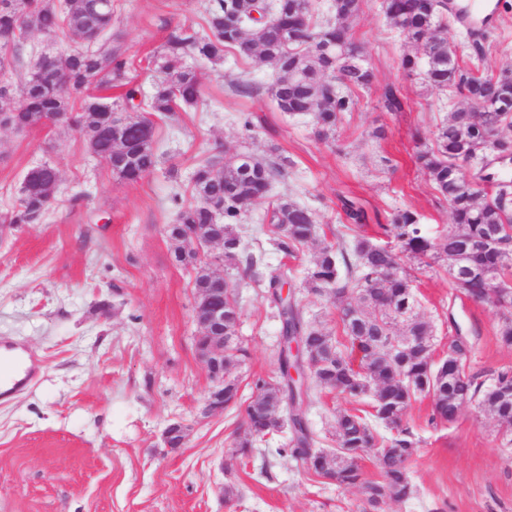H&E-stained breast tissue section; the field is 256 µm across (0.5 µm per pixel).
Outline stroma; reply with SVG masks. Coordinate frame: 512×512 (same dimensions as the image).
<instances>
[{
	"label": "stroma",
	"instance_id": "1",
	"mask_svg": "<svg viewBox=\"0 0 512 512\" xmlns=\"http://www.w3.org/2000/svg\"><path fill=\"white\" fill-rule=\"evenodd\" d=\"M480 44L450 25L447 38L464 46L463 60L486 71L512 61V0ZM382 0H364L352 27L366 46L375 74L345 115L335 143L319 140L308 118L280 111L267 87L271 65L225 53L205 74L204 103L156 119L157 169L129 184L88 152L80 134L63 125L18 132L0 128V213L16 202L27 170L54 162L61 193L47 218L0 230V341L33 352L42 363L35 382L17 397L0 401V512H360L358 488L306 474L285 453L287 433L269 437L231 471L222 461L242 433L234 413L204 415L208 374L196 357L198 328L192 267L175 263L165 235L176 211L173 194L191 197L197 165L217 153L246 152L282 157L286 174L266 199L251 205L236 229L263 271L292 270L289 288L310 323L342 336L333 299L308 292L303 281L311 249L296 256L278 251L263 218L270 199L292 197L312 210L322 234L347 221L344 204L363 207L369 221L361 233L387 244L382 230L398 209L418 214L438 236L452 224L416 163L413 133L431 141L451 108L447 93L407 77V48L392 31ZM211 0H112V29L132 61L130 75L149 93V54L161 51L178 26L200 28ZM246 81L256 91L244 97L234 87ZM396 88L404 102L386 111L382 94ZM248 113L244 129L238 116ZM384 138H374L375 130ZM206 250L214 269L236 285L241 310L240 341L247 350L238 367L240 393L252 395L262 377L277 380L275 353L280 322L267 286ZM419 313L433 328L435 358L448 354L455 334L469 336V373L490 378L512 366V347L497 335L498 319L467 298L440 266L409 260ZM347 400L311 391L305 415L317 447L334 448L337 410ZM431 401L418 397L405 423L417 443L407 468L412 498L389 503L386 512H512V443L496 421L474 406L457 419L433 425ZM186 437L172 450L163 442L171 423ZM237 493L225 500V486Z\"/></svg>",
	"mask_w": 512,
	"mask_h": 512
}]
</instances>
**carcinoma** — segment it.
<instances>
[{
  "mask_svg": "<svg viewBox=\"0 0 512 512\" xmlns=\"http://www.w3.org/2000/svg\"><path fill=\"white\" fill-rule=\"evenodd\" d=\"M268 6L276 20L264 25L251 18L261 9L257 0H212L206 33L180 26L168 34L162 52L150 61L159 76L145 96L128 78L123 52L103 47V41L112 40V7L102 0H0V115L18 131L62 120L77 128L88 151L112 174L136 183L160 163L153 117L203 102L205 77L187 66L185 57L217 63L232 49L242 58L273 65L267 91L278 109L311 117L317 137L328 140L343 116L355 109L354 93L374 82L366 47L352 32L363 0H333L328 19L319 17L313 0H269ZM382 8L396 36L413 48L401 59L406 74L460 98L431 143H421L414 133L416 144L422 145L417 163L448 202L452 226L431 237L415 212L400 209L384 227L393 247L356 237L348 248L337 232L334 240L322 242L306 269L305 284L309 291L336 300L344 343L309 323L298 301L282 295L288 269L269 274L280 335L303 336L306 390L334 392L354 402L369 398L368 409L353 407L336 415V448H314L304 413L289 411L295 381L285 372L291 360L285 349L278 355L281 379L259 377L253 381V401L239 396L234 369L247 350L239 342L241 312L234 285L199 260L200 249L217 246L219 259L241 268L244 276L262 274L234 225L248 206L267 197L272 182L284 176L285 163L248 153L206 161L193 174L191 199L172 198L179 211L175 223L165 228L175 262L195 269L196 299L208 295L213 304L224 306V348L230 351L224 366V410L235 411L246 426L234 443L237 455L248 457L258 443L287 430L291 455L308 470L339 486L364 490L361 512H386L388 502H404L414 494L407 462L416 442L404 420L418 397L431 399L433 424L450 423L463 405L475 404L512 436V366L485 382L451 358L429 362L432 327L420 318L413 281L403 265L405 258L427 266L445 262L448 279L461 292L497 312L500 341L512 346V298L502 301L497 293V286L512 278V182L496 179V192L490 195L465 175L466 167L483 163L489 154L512 160V136L505 134L512 130V63L490 73L464 69L459 45L440 35L449 26L448 0H383ZM294 31L303 36L295 51L289 44ZM33 32L73 37L88 47L36 56L16 85L6 76L15 69L19 40ZM114 86L123 92L113 101L91 92ZM23 183L25 194L0 215L1 224L44 219L61 189L59 170L49 162L30 168ZM269 213L274 244L285 254H297L316 238L315 218L306 206L279 197L269 203ZM379 425L387 434L378 432ZM366 451L373 453L380 482L369 480L361 465Z\"/></svg>",
  "mask_w": 512,
  "mask_h": 512,
  "instance_id": "1",
  "label": "carcinoma"
}]
</instances>
